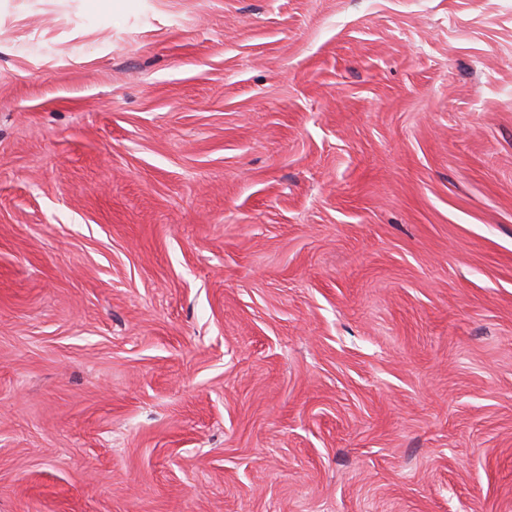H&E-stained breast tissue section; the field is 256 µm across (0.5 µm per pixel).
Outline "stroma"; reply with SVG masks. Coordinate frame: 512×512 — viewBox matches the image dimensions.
I'll list each match as a JSON object with an SVG mask.
<instances>
[{
	"instance_id": "35a3bbf8",
	"label": "stroma",
	"mask_w": 512,
	"mask_h": 512,
	"mask_svg": "<svg viewBox=\"0 0 512 512\" xmlns=\"http://www.w3.org/2000/svg\"><path fill=\"white\" fill-rule=\"evenodd\" d=\"M0 512H512V0H0Z\"/></svg>"
}]
</instances>
